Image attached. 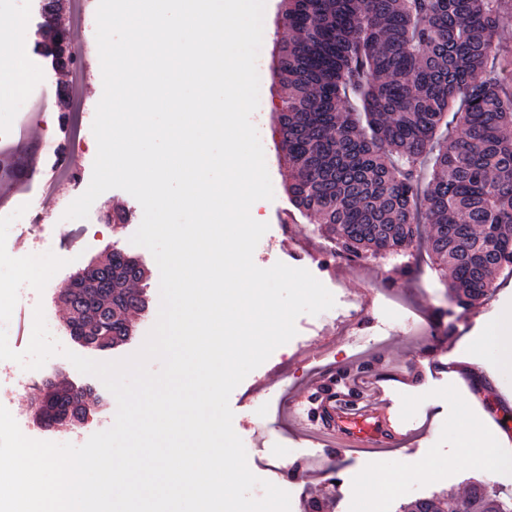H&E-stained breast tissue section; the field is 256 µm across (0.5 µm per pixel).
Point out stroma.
Listing matches in <instances>:
<instances>
[{"instance_id": "stroma-1", "label": "stroma", "mask_w": 512, "mask_h": 512, "mask_svg": "<svg viewBox=\"0 0 512 512\" xmlns=\"http://www.w3.org/2000/svg\"><path fill=\"white\" fill-rule=\"evenodd\" d=\"M279 4L280 0H267L259 53L263 106L256 121L265 131L262 147L274 197L256 201L251 208L252 217L268 225L253 259L261 268L281 262L307 269L328 290H341L344 298L319 314L300 315L296 336L278 347L233 390L229 399L234 413L233 428L248 457L265 455L288 465L308 461L307 475L302 481L281 483L291 496L292 512H308V504L315 497L325 499L326 512H349L347 502L359 493L360 478L373 469L374 460L341 452L330 462L338 477L337 482H330L319 465L321 446L300 438L287 417L270 411L281 388L299 392L313 382L318 365L346 362L349 347L344 328L349 325L367 339L361 357L363 371L375 375L406 428L414 432L409 446L398 449L382 462L400 488L384 512H401L403 504L416 498L458 491L476 481L487 483L503 498H512V469L488 472L474 465L457 436L460 421L468 420L478 425L487 446L512 457V440L499 434L512 418V401L505 398L500 388L476 399L471 396L473 378L493 382L502 372L498 362L482 350L480 340L503 311L512 310V275L500 274L491 297L466 310L452 303L439 271L431 266L424 252L418 255L419 272L410 278L395 274L397 261L392 257L370 256L358 267L341 261L319 267V257L330 249L331 243L313 220L300 214L289 202L288 169L282 161L278 139L271 132L272 115L284 93L273 72V51L285 35L278 20ZM101 199V204L92 205L87 219H59L47 225L48 244L67 264L50 279L45 291L56 334L64 347L93 360L113 361L139 350L154 326L160 307V272L152 253L131 242L143 218L139 202L121 189L108 190ZM107 204L130 208L133 219L119 225L105 223L103 207ZM112 249L141 260L148 275L150 306L134 316L132 334L125 343L105 350L88 349L72 339L66 327L69 313L58 304L57 296L72 275L90 262L104 259ZM383 287L397 300V307L388 306L383 297L376 296L372 308L362 307L353 314L345 309L344 299L354 300L363 297L365 290ZM407 368L415 372V383L400 381L401 371ZM50 375L90 389L102 405L93 409L78 429L49 431L33 424L29 427V438L75 445L80 438L112 426L117 410L113 394L100 379L81 374L60 355L34 371L30 386L1 392L0 405L27 412L32 399L40 393L42 379Z\"/></svg>"}]
</instances>
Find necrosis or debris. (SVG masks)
I'll return each instance as SVG.
<instances>
[{
    "instance_id": "obj_1",
    "label": "necrosis or debris",
    "mask_w": 512,
    "mask_h": 512,
    "mask_svg": "<svg viewBox=\"0 0 512 512\" xmlns=\"http://www.w3.org/2000/svg\"><path fill=\"white\" fill-rule=\"evenodd\" d=\"M22 26L14 37L0 39V56L14 62L18 71L36 63L37 55L30 51L29 41L32 24L37 17L41 0H14ZM98 0H77L69 22L71 31L88 32L89 37L74 49L72 59L66 68L71 79L66 83H54L43 80L40 87L22 84L11 101L10 120L0 122V176L10 173L13 159L25 148V130L29 123L43 122L45 116L55 111L59 95H66L70 102V122L72 134L68 146H61L55 139H45L40 149L55 163L54 174H46L38 168L29 169L24 183L26 189L34 190L38 203L26 212V221L32 227L40 229L52 223L64 214L71 194L84 182L82 173L61 165L63 149H84L92 137V123L96 107L79 98V92L86 81L97 79L98 72L91 66L98 60V48L91 34L96 30V10Z\"/></svg>"
}]
</instances>
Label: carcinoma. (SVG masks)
<instances>
[{"mask_svg": "<svg viewBox=\"0 0 512 512\" xmlns=\"http://www.w3.org/2000/svg\"><path fill=\"white\" fill-rule=\"evenodd\" d=\"M507 0H281L284 88L273 132L288 195L341 253L404 256L425 240L473 307L512 269V86L489 76ZM457 117L448 132V112ZM130 336L143 291L105 297ZM427 512H512L482 483ZM418 502L403 512H419Z\"/></svg>", "mask_w": 512, "mask_h": 512, "instance_id": "1", "label": "carcinoma"}]
</instances>
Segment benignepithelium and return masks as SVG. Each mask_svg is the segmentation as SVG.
<instances>
[{
	"instance_id": "benign-epithelium-1",
	"label": "benign epithelium",
	"mask_w": 512,
	"mask_h": 512,
	"mask_svg": "<svg viewBox=\"0 0 512 512\" xmlns=\"http://www.w3.org/2000/svg\"><path fill=\"white\" fill-rule=\"evenodd\" d=\"M64 0H45L41 27V42L51 50V62L55 68H60L71 57L74 37L66 22L62 19ZM113 261L92 263L75 273L69 282L61 289L60 298L65 300L70 308L68 330L72 338L87 348L100 349L103 347L101 331L112 329V318L98 309L101 324L88 322L86 314L84 289L92 286L105 294L112 285V275L121 270L131 277L143 269L139 260L124 252H113ZM56 384L49 379L45 382L43 395L35 404L37 420L47 428H63L81 423L89 414V401L92 394L80 389H74L69 395L62 397L55 392Z\"/></svg>"
}]
</instances>
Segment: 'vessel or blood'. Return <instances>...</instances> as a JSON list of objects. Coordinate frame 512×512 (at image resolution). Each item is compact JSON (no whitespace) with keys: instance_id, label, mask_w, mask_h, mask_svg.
I'll return each instance as SVG.
<instances>
[{"instance_id":"1","label":"vessel or blood","mask_w":512,"mask_h":512,"mask_svg":"<svg viewBox=\"0 0 512 512\" xmlns=\"http://www.w3.org/2000/svg\"><path fill=\"white\" fill-rule=\"evenodd\" d=\"M343 388L310 384L296 394L281 395L280 414L288 416L302 437L324 449L340 448L380 457L410 438L400 425L392 401L369 376L345 374Z\"/></svg>"}]
</instances>
